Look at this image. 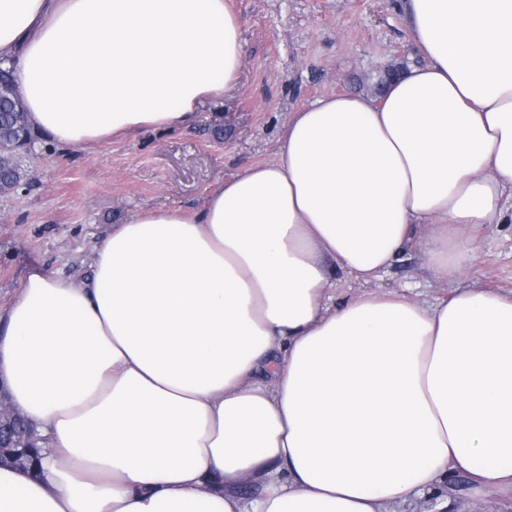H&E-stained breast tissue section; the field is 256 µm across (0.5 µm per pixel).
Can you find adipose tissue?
Instances as JSON below:
<instances>
[{"mask_svg":"<svg viewBox=\"0 0 512 512\" xmlns=\"http://www.w3.org/2000/svg\"><path fill=\"white\" fill-rule=\"evenodd\" d=\"M423 61L291 113L273 161L113 225L0 309L47 440L0 512H395L512 491V292L461 286L512 200V0H401ZM244 57L226 0H0L31 127L86 151L191 126ZM448 290L379 287L406 247ZM361 290L336 299L335 271ZM250 484L252 497L239 488Z\"/></svg>","mask_w":512,"mask_h":512,"instance_id":"1","label":"adipose tissue"}]
</instances>
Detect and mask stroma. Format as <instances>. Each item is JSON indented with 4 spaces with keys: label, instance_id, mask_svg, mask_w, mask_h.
Returning a JSON list of instances; mask_svg holds the SVG:
<instances>
[{
    "label": "stroma",
    "instance_id": "stroma-1",
    "mask_svg": "<svg viewBox=\"0 0 512 512\" xmlns=\"http://www.w3.org/2000/svg\"><path fill=\"white\" fill-rule=\"evenodd\" d=\"M399 2L227 0L242 19L240 78L223 101L200 106L193 126L89 152L37 139L23 162L25 189L0 197V307L32 272L84 276L113 225L139 211L194 207L245 167L274 160L291 112L333 92L376 96L388 67L418 64ZM462 283L512 290V223L483 226ZM379 284L414 301L445 291L412 247Z\"/></svg>",
    "mask_w": 512,
    "mask_h": 512
}]
</instances>
